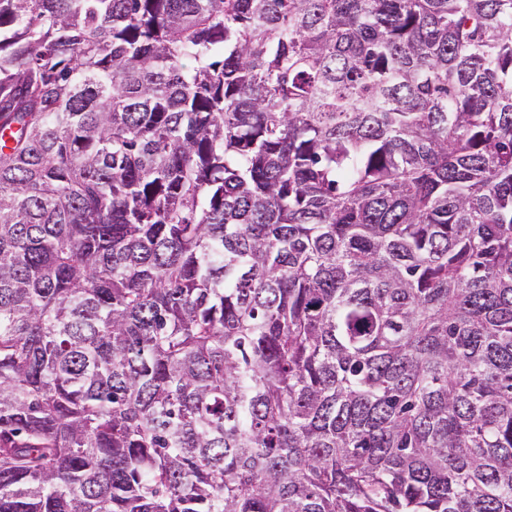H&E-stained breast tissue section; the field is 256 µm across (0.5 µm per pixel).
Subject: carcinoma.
<instances>
[{"instance_id":"obj_1","label":"carcinoma","mask_w":512,"mask_h":512,"mask_svg":"<svg viewBox=\"0 0 512 512\" xmlns=\"http://www.w3.org/2000/svg\"><path fill=\"white\" fill-rule=\"evenodd\" d=\"M0 512H512V0H0Z\"/></svg>"}]
</instances>
